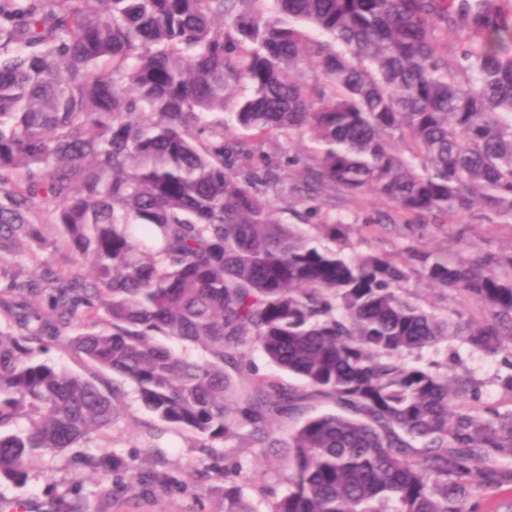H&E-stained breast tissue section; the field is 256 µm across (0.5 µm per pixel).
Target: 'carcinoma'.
<instances>
[{
    "instance_id": "obj_1",
    "label": "carcinoma",
    "mask_w": 512,
    "mask_h": 512,
    "mask_svg": "<svg viewBox=\"0 0 512 512\" xmlns=\"http://www.w3.org/2000/svg\"><path fill=\"white\" fill-rule=\"evenodd\" d=\"M265 2L0 8V255L61 256L37 279L0 264V481L21 485L112 426L113 388L39 358L57 343L132 382L204 452L245 426L288 449L292 487L271 512H481L488 489L512 485V409L479 407L470 381L405 357L464 336L512 367V255L452 238L442 253L345 260L275 216L280 166L254 141L308 137L288 164L319 211L373 194L409 219L477 205L511 224L512 0H272V16ZM238 86L244 134L226 142ZM413 275L481 317L423 310L403 295ZM251 341L306 390L242 388ZM312 399L342 412L286 442L267 430ZM223 474L224 512H254L238 468Z\"/></svg>"
}]
</instances>
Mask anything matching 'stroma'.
<instances>
[{
  "label": "stroma",
  "instance_id": "35a3bbf8",
  "mask_svg": "<svg viewBox=\"0 0 512 512\" xmlns=\"http://www.w3.org/2000/svg\"><path fill=\"white\" fill-rule=\"evenodd\" d=\"M281 176L282 192L275 198L279 219L310 237L315 245L335 248L344 257L397 253L409 246L437 250L447 247L449 238L460 231L465 234L466 250L512 254V229L491 223L481 210H473L464 225L453 218L444 224L409 225L371 195L359 202L337 196L327 210L340 227L336 236H329L308 206L294 202L299 167H284ZM405 292L421 308L441 316L468 315L475 310L455 292L430 287L416 276L406 283ZM419 362L452 377H468L480 404L503 411L512 408V398L499 386L500 376L507 371L501 357L472 350L457 337L425 349ZM123 389L111 427L102 431L95 443L45 456L30 469L25 484H0V496L12 512H54L58 499L77 487L82 490L87 512H224V483L203 476L194 435L175 428L158 431L154 415L144 407L134 386L127 383ZM213 449L225 462L241 467L237 485L254 512H270L275 498L287 493L288 462L275 449L253 446L245 437L214 441ZM105 454L135 464L139 475L89 465V458ZM151 472L174 474L181 482L166 488L147 483L144 476Z\"/></svg>",
  "mask_w": 512,
  "mask_h": 512
}]
</instances>
